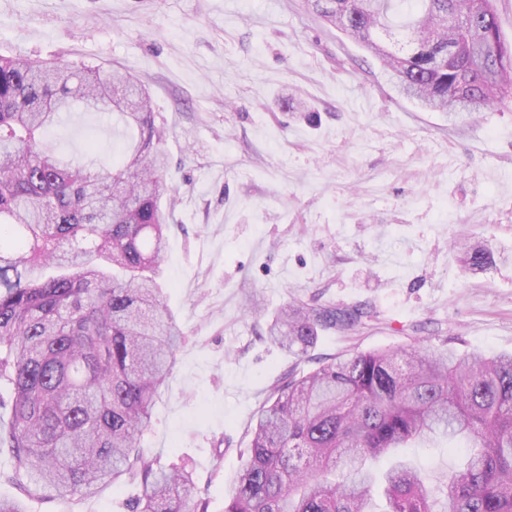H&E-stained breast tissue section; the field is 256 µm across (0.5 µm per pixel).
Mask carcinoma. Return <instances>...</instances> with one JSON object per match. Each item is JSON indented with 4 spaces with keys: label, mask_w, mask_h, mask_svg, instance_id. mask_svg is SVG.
Returning a JSON list of instances; mask_svg holds the SVG:
<instances>
[{
    "label": "carcinoma",
    "mask_w": 512,
    "mask_h": 512,
    "mask_svg": "<svg viewBox=\"0 0 512 512\" xmlns=\"http://www.w3.org/2000/svg\"><path fill=\"white\" fill-rule=\"evenodd\" d=\"M383 62L399 92L441 112L512 102V44L495 0H309ZM78 106L115 112L137 137L119 163L75 162L43 132ZM166 129L143 81L71 62L0 57V453L32 497L75 499L140 480L132 512H208L191 475L155 470L140 452L181 332L163 302L158 265L170 193ZM474 272L496 261L488 242L456 256ZM370 304L293 301L266 338L294 359L252 429L251 457L224 512H512V354H461L421 340L350 350L299 369L324 330L355 332ZM464 439L468 453L436 478L402 458L415 441Z\"/></svg>",
    "instance_id": "1"
}]
</instances>
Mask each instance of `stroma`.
I'll return each instance as SVG.
<instances>
[{
  "label": "stroma",
  "instance_id": "stroma-1",
  "mask_svg": "<svg viewBox=\"0 0 512 512\" xmlns=\"http://www.w3.org/2000/svg\"><path fill=\"white\" fill-rule=\"evenodd\" d=\"M0 56L56 58L141 79L168 130L174 190L160 263L185 333L141 441L224 512L251 430L292 360L263 340L284 304L367 302L355 336L329 331L309 368L421 339L512 353V259L470 274L464 235L512 256V104L449 120L401 96L381 62L307 0H0ZM46 140L118 160V116L76 113ZM429 474L459 465L439 441L406 449ZM144 486L27 512H128Z\"/></svg>",
  "mask_w": 512,
  "mask_h": 512
}]
</instances>
